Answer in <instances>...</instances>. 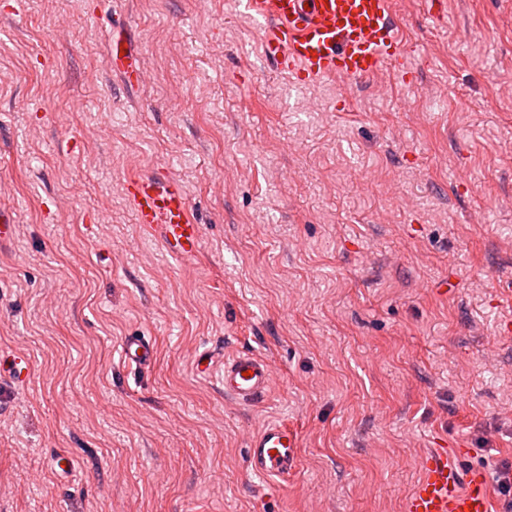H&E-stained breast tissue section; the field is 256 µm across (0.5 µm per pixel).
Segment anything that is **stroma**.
<instances>
[{"instance_id":"obj_1","label":"stroma","mask_w":512,"mask_h":512,"mask_svg":"<svg viewBox=\"0 0 512 512\" xmlns=\"http://www.w3.org/2000/svg\"><path fill=\"white\" fill-rule=\"evenodd\" d=\"M394 7L410 80L301 89L238 0H0V359L32 360L0 512H402L429 449L512 464V0ZM144 171L185 184L198 256L135 223ZM207 349L267 356L268 396L225 397ZM281 420L298 465L263 480L248 438ZM116 26L112 25V31L108 33V40L111 45L110 64L113 68L125 70L131 68L128 77H134L136 82L142 80V75L139 74V67L132 66V62H129V54L127 52L126 41L121 33H115ZM123 53L122 57L119 54ZM122 354L128 363L148 368L152 363L154 349L144 336H125L122 341Z\"/></svg>"}]
</instances>
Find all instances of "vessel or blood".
<instances>
[{
    "instance_id": "1",
    "label": "vessel or blood",
    "mask_w": 512,
    "mask_h": 512,
    "mask_svg": "<svg viewBox=\"0 0 512 512\" xmlns=\"http://www.w3.org/2000/svg\"><path fill=\"white\" fill-rule=\"evenodd\" d=\"M244 10L261 20L259 40L277 68L300 84L336 78L356 84L389 71L406 77L413 70L393 13V0H242ZM137 224L176 258L201 250L203 232L193 216L187 191L174 176L129 174L122 183ZM128 363L149 367L152 344L142 336L122 341ZM224 394L244 404L272 389L271 362L243 352L225 358ZM25 355L10 356L0 368V386L25 381ZM299 436L284 423L267 425L249 442L247 465L259 477L287 475L297 463ZM421 478L403 501V512H496L483 471L460 473L445 448L421 459Z\"/></svg>"
}]
</instances>
